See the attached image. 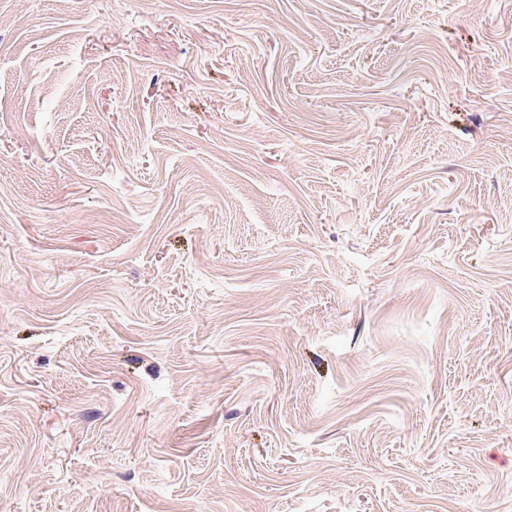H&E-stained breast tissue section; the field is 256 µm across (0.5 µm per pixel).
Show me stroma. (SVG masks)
Returning <instances> with one entry per match:
<instances>
[{"label":"stroma","mask_w":512,"mask_h":512,"mask_svg":"<svg viewBox=\"0 0 512 512\" xmlns=\"http://www.w3.org/2000/svg\"><path fill=\"white\" fill-rule=\"evenodd\" d=\"M512 0H0V512H512Z\"/></svg>","instance_id":"1"}]
</instances>
